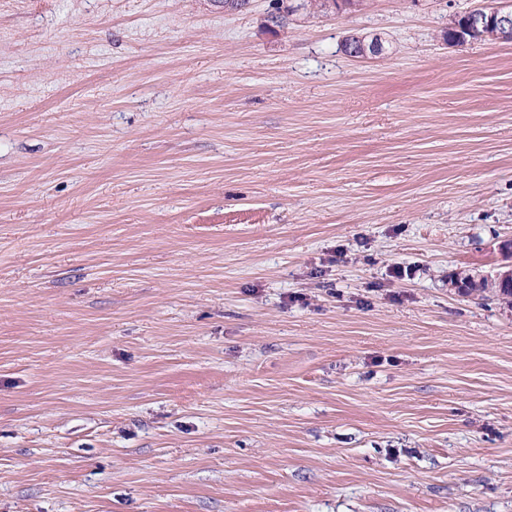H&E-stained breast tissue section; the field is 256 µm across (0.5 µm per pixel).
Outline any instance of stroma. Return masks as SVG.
<instances>
[{
    "instance_id": "obj_1",
    "label": "stroma",
    "mask_w": 512,
    "mask_h": 512,
    "mask_svg": "<svg viewBox=\"0 0 512 512\" xmlns=\"http://www.w3.org/2000/svg\"><path fill=\"white\" fill-rule=\"evenodd\" d=\"M484 3L0 0V512H512ZM504 268L506 269L497 272L494 277H487L476 271H462L448 283V286L458 293H467L473 291V288H486V291L505 288L502 289V293L511 296L512 264Z\"/></svg>"
}]
</instances>
